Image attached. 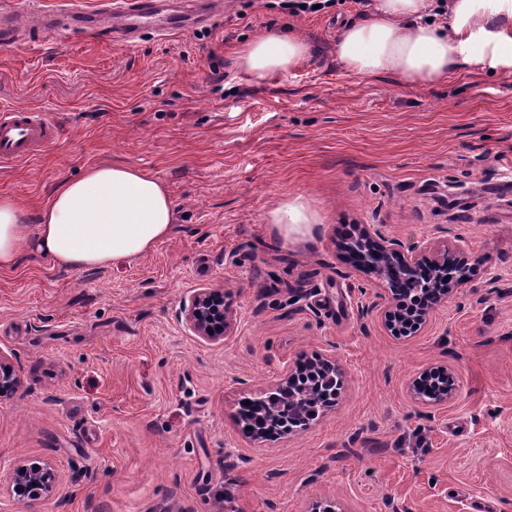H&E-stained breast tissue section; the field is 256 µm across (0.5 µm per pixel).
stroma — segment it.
Instances as JSON below:
<instances>
[{
  "label": "stroma",
  "instance_id": "35a3bbf8",
  "mask_svg": "<svg viewBox=\"0 0 512 512\" xmlns=\"http://www.w3.org/2000/svg\"><path fill=\"white\" fill-rule=\"evenodd\" d=\"M353 0L292 15L223 0L211 25L127 46L27 37L0 48V106L47 113L59 140L0 166V196L31 215L63 180L119 162L155 176L178 211L150 254L61 269L34 250L0 270V512H512V69L442 84L365 80L336 59ZM290 27L312 52L254 79L237 54ZM302 196L314 242L269 219ZM379 226L405 246L467 253L470 283L395 334L374 272L340 246ZM204 288L236 310L196 336L178 312ZM335 360L344 387L306 429L263 439L238 422L302 356ZM441 367L447 402L413 382ZM51 461L36 501L9 490ZM57 481L58 474L49 462L32 467L19 466L14 471L10 492L22 499L38 500L51 492Z\"/></svg>",
  "mask_w": 512,
  "mask_h": 512
}]
</instances>
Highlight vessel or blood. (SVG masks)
Returning a JSON list of instances; mask_svg holds the SVG:
<instances>
[{
  "instance_id": "obj_1",
  "label": "vessel or blood",
  "mask_w": 512,
  "mask_h": 512,
  "mask_svg": "<svg viewBox=\"0 0 512 512\" xmlns=\"http://www.w3.org/2000/svg\"><path fill=\"white\" fill-rule=\"evenodd\" d=\"M218 0H181L177 9L161 13L158 0H101L98 8L42 12L38 29L49 39L76 31L92 32L102 39L129 44L146 31L165 36L211 23L219 13ZM24 17L0 16V46L18 43ZM60 137L56 121L45 112L24 106L0 107V161L27 159Z\"/></svg>"
}]
</instances>
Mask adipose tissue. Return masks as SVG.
<instances>
[{
  "label": "adipose tissue",
  "instance_id": "ef3b65f1",
  "mask_svg": "<svg viewBox=\"0 0 512 512\" xmlns=\"http://www.w3.org/2000/svg\"><path fill=\"white\" fill-rule=\"evenodd\" d=\"M428 0H375L363 19L336 37L343 67L373 80L438 84L471 67L512 68V0H448V18H428ZM311 54L293 29L251 41L239 62L262 79L294 70ZM177 210L165 186L147 171L119 164L87 167L60 183L36 223L0 197V269L14 268L26 242L55 266L89 270L148 255L168 237ZM284 241L313 240L316 218L301 198L271 213Z\"/></svg>",
  "mask_w": 512,
  "mask_h": 512
}]
</instances>
